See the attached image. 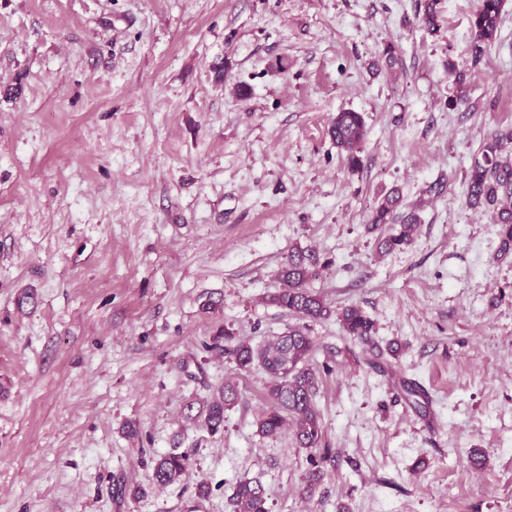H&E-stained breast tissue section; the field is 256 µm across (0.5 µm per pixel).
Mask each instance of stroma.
<instances>
[{
  "label": "stroma",
  "mask_w": 512,
  "mask_h": 512,
  "mask_svg": "<svg viewBox=\"0 0 512 512\" xmlns=\"http://www.w3.org/2000/svg\"><path fill=\"white\" fill-rule=\"evenodd\" d=\"M475 5L440 0L432 34L423 0H0V512H233L247 479L270 512H512V253L465 198L512 128V0L477 61ZM395 188L420 224L383 257L366 225ZM296 246L400 348L382 373L336 317L308 324L311 452L258 434L266 374L211 347L296 326L263 301ZM227 381L223 430L187 419ZM172 451L191 466L157 487ZM329 134L336 149L345 156L350 169L362 164L360 145L365 137V123L360 113L342 111L332 119Z\"/></svg>",
  "instance_id": "35a3bbf8"
}]
</instances>
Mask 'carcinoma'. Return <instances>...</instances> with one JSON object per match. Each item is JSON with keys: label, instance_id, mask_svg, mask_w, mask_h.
<instances>
[{"label": "carcinoma", "instance_id": "cac0c4a2", "mask_svg": "<svg viewBox=\"0 0 512 512\" xmlns=\"http://www.w3.org/2000/svg\"><path fill=\"white\" fill-rule=\"evenodd\" d=\"M440 0H424L421 17L424 28L435 33L440 28ZM505 0H478L471 16V52L480 60L484 47L497 34ZM329 134L336 149L345 156L350 169L361 166L360 145L365 137V123L360 113L342 111L332 119ZM512 144V130H496L487 136L480 157L474 159L465 177L466 204L469 208L487 214L499 227L500 252H512V156L505 153V145ZM401 196L398 191L384 197L372 212L368 229L379 231L381 253L402 251L412 241L419 216L414 210L399 211ZM327 267V261L313 249L292 250L279 272L280 288L269 295L268 302L291 316L309 321H320L337 314L346 335L361 342H369L374 333V322L355 305L332 311L324 299L308 287L311 279ZM222 352L241 370L255 366L263 369L270 379L268 398L270 408L257 420V432L263 437H275L290 427L298 448L316 449L323 437L321 414L315 401L317 374L309 361L313 345L304 330L290 327L288 331L269 339L255 348L237 341L226 330L222 334ZM235 385L226 384L218 397L208 401L199 411L212 432L224 428V413L235 403ZM191 465L185 452L168 453L155 460L153 481L158 486L175 482ZM237 512H269L268 493L261 482L244 480L233 493Z\"/></svg>", "mask_w": 512, "mask_h": 512}]
</instances>
